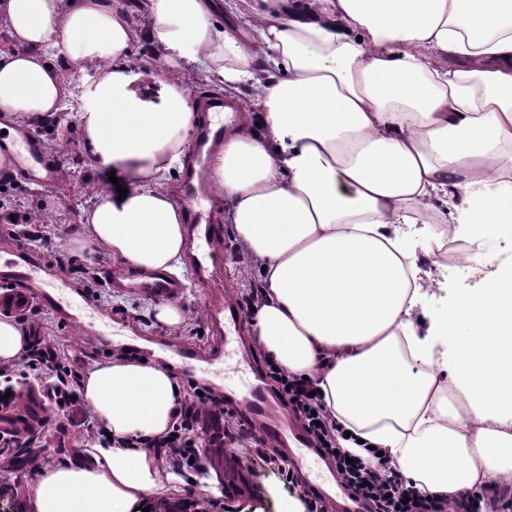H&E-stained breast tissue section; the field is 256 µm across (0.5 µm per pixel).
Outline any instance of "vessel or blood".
Listing matches in <instances>:
<instances>
[{
    "instance_id": "b4317fda",
    "label": "vessel or blood",
    "mask_w": 512,
    "mask_h": 512,
    "mask_svg": "<svg viewBox=\"0 0 512 512\" xmlns=\"http://www.w3.org/2000/svg\"><path fill=\"white\" fill-rule=\"evenodd\" d=\"M223 141V123L208 126L196 142L197 161H204ZM1 152L11 155L16 168L26 173L34 183L48 185L57 182V168L47 160L39 138L33 133L19 130L15 135L0 137ZM212 194V188L203 178L191 177L183 181L177 196L188 213L193 234L204 244L192 266L193 279L203 288L216 287V269L223 259V251L215 243L213 228L203 210L204 201L209 200ZM42 265L38 253L17 249L12 251L10 259L0 263V314L24 315L31 307L40 306L56 311L64 321H72V314L54 292L55 287H67V280L50 285L40 276ZM110 277L130 290L146 292L159 299L175 298L181 290L180 282L162 270L145 276H129L114 270ZM207 313L214 325L224 323L235 327L242 320L238 304L232 301L209 306ZM226 402L248 418L257 427L260 437L282 451L286 459L300 467L310 468L317 455L316 449L312 448L304 432L288 426L286 419L279 414L276 401L264 388L253 384L242 393L227 391ZM316 489L319 493L342 500V512H365V504L354 498L339 478L332 477L318 483Z\"/></svg>"
}]
</instances>
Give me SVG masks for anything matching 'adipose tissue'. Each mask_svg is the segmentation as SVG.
Returning a JSON list of instances; mask_svg holds the SVG:
<instances>
[{
  "instance_id": "1",
  "label": "adipose tissue",
  "mask_w": 512,
  "mask_h": 512,
  "mask_svg": "<svg viewBox=\"0 0 512 512\" xmlns=\"http://www.w3.org/2000/svg\"><path fill=\"white\" fill-rule=\"evenodd\" d=\"M0 0V118L46 126L72 91L56 65L91 72L75 114L100 192L86 237L141 272L175 271L185 210L167 183L213 112L197 71L249 90L208 177L260 271L247 320L282 369L316 381L349 431L344 448L392 460L422 496L456 505L512 482V265L484 251L512 237V0H236L252 32L218 27L214 0ZM148 42L162 73L132 72ZM465 241L478 281L449 290L437 225ZM432 257V271L419 265ZM80 395L110 433L91 465L39 470L33 512H128L164 488L150 448L183 392L170 367L132 355L96 363Z\"/></svg>"
}]
</instances>
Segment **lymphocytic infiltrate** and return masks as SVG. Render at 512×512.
I'll list each match as a JSON object with an SVG mask.
<instances>
[{"label": "lymphocytic infiltrate", "mask_w": 512, "mask_h": 512, "mask_svg": "<svg viewBox=\"0 0 512 512\" xmlns=\"http://www.w3.org/2000/svg\"><path fill=\"white\" fill-rule=\"evenodd\" d=\"M268 368L277 383L274 394L279 402L301 423L321 456L332 461L345 487L370 504L371 512H445L439 500L414 494L391 461L372 465L338 447L336 427L313 395L311 381L286 375L274 362ZM31 377L43 383L47 405L75 415L80 424H89L91 416L77 392L78 371L54 343L36 336L18 363L0 367V412L15 409L23 396L24 382ZM224 414L221 399L210 388L190 383L169 435L147 440L146 445L172 460L176 474H204L206 454L201 450V437L221 431Z\"/></svg>", "instance_id": "lymphocytic-infiltrate-1"}]
</instances>
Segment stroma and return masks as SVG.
Returning a JSON list of instances; mask_svg holds the SVG:
<instances>
[{"instance_id": "1", "label": "stroma", "mask_w": 512, "mask_h": 512, "mask_svg": "<svg viewBox=\"0 0 512 512\" xmlns=\"http://www.w3.org/2000/svg\"><path fill=\"white\" fill-rule=\"evenodd\" d=\"M37 135L46 157L59 168V180L41 187L20 179L0 184V200L17 202L34 217L42 208L52 209L49 222L39 227L48 241L40 253L52 274L65 276L78 286L82 283L81 269L87 264L84 253L90 250L91 244L75 240L68 228L77 224L93 203L92 194L84 190L85 185L92 184L106 191L112 190L113 185L107 172L94 170L87 164V147L77 127H68L58 137L43 129ZM209 212L216 238L224 246V280L229 292L243 298L251 281L239 274L237 242L230 225L224 222V206L214 203ZM121 264V259L105 256L104 266L98 271L103 281L93 297L104 315L111 317L113 335H87L81 327L62 323L48 311L36 322L38 334L50 337L68 352L71 362L88 369L107 359L110 350L126 346L151 360L163 358L175 376L190 373L211 384L241 376L247 378L252 371L264 369L266 356L256 345L245 347L252 357L251 363L241 361L238 350L242 347L232 332L226 336V354L221 360L200 361L194 369H186L175 353L176 347L183 344L206 347L211 343L204 288L194 283L189 270H182L185 288L177 302L186 314V323L180 333L172 335L152 317L154 298L124 292L106 281L108 269ZM65 419V414L58 412L52 423L44 425L45 437L36 444L34 460L22 457L15 465L0 467V507L5 512H32L38 467L55 462H83L81 450L93 434L83 425L59 433L56 425ZM260 448L256 429L233 432L225 437L223 451L207 448L208 474L202 482L181 486L176 492L146 497L141 504L149 512H238L242 507L248 512H285L289 502L305 506L314 500L320 512H336L330 500L317 498L314 488L317 479L330 477V470L320 465L312 471L285 474L278 463L265 458Z\"/></svg>"}]
</instances>
